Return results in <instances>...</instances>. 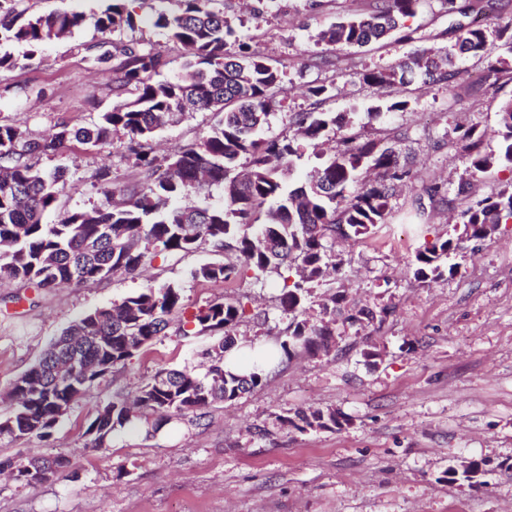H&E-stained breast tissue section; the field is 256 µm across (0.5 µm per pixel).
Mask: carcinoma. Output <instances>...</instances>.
<instances>
[{"label":"carcinoma","mask_w":512,"mask_h":512,"mask_svg":"<svg viewBox=\"0 0 512 512\" xmlns=\"http://www.w3.org/2000/svg\"><path fill=\"white\" fill-rule=\"evenodd\" d=\"M132 0H109L106 8L90 17L77 12L28 16L10 9L0 17V70H12L16 60L4 46L26 48L32 59L42 47L89 24L102 34L133 31L142 24L161 29L166 37L188 48L192 60L173 80H159L167 66L158 50H143L123 42L96 58L100 65L122 56L115 66V89L133 98L122 100L97 119L81 125L63 124L54 138L37 140L12 124H0V277L21 279L38 288L61 283L93 284L118 271L135 273L163 253H190L207 244L224 255V261L201 266L194 276L229 283L246 272L255 277L276 276L281 283L278 307L293 316L288 339L272 346L273 354L317 356L336 346V313L344 295L333 294L318 304L319 320L307 313L311 288L320 285L339 261L328 249V240L353 239L373 233L384 222L392 196V182L409 170L400 161L397 133L365 138L352 130L349 115L334 112H299L291 117L297 128L292 137H269V125L282 73L268 58L250 51L242 42L228 48L233 34L217 0H175L176 12L160 6L146 15L131 7ZM424 0H369L366 8L342 16L317 34L328 47L363 48L404 27ZM512 52V24L458 26L450 47L423 48L387 68L367 70L364 83L379 89L404 85L418 77L424 85L453 87L459 76L457 61L473 57L486 63V79L499 81L506 61L492 57L489 40ZM209 110L219 120L195 143L168 157L164 172L144 150L158 131L175 125L192 113ZM338 125L350 129L342 147L327 155V133ZM128 138L139 179L116 193L105 169L95 174L104 200L90 209L73 210L57 223L46 224L45 214L56 208L65 187L66 167L47 172L29 163L34 154L57 155L69 141L90 147L104 146L112 135ZM496 151L482 150L485 133L470 128L461 137L473 175L496 167L512 169V98L498 110ZM321 159L306 172L298 186L285 185L286 172L301 157L303 145ZM221 201L208 202L212 188ZM204 196L201 204L184 207L189 192ZM462 236L470 241L490 237L501 224L512 223V191L502 189L484 196L460 213ZM459 249V239L438 236L415 255V277L437 280L454 274L446 265ZM182 305V291L174 283L148 286L109 308L88 313L67 327L51 343L37 364L18 377L27 388L17 395L11 416L0 420V437L36 436L48 439L58 420L67 413L106 363L114 369L150 345L169 326V316ZM246 310L236 301H212L183 318L176 335L185 340L205 333H220L219 341L202 352L205 372L186 367L157 373L135 396L136 406L117 399L102 408L86 434L93 446L105 445L114 432L139 421L158 432L187 414L202 418L217 403L237 400L263 381V376L236 375L224 370V356L237 345L235 328ZM389 308L353 310L345 321L351 325L383 324ZM77 356L81 375L57 371L56 364ZM341 415L322 409L281 418L298 430L331 429L341 425ZM71 460H34L16 468L15 480L35 486L64 473ZM484 472L483 463L448 467V479L468 481Z\"/></svg>","instance_id":"cac0c4a2"}]
</instances>
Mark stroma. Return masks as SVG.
<instances>
[{"instance_id":"stroma-1","label":"stroma","mask_w":512,"mask_h":512,"mask_svg":"<svg viewBox=\"0 0 512 512\" xmlns=\"http://www.w3.org/2000/svg\"><path fill=\"white\" fill-rule=\"evenodd\" d=\"M473 2L457 0L460 11L451 15L441 0H425L406 21L414 40L330 50L315 36L348 9L347 0H266L256 10L245 0H224L235 39L284 72L266 136L292 135L290 115L313 111L307 90L320 85L330 93L324 110L351 113L365 136L404 133L401 149L413 166L390 198L384 224L370 235L335 241L341 269L313 291L318 300L342 290L351 304L387 305L393 312L379 330L342 327L330 354L280 363L251 393L197 421L174 422L154 435L129 428L114 433L107 446L92 447L86 429L99 410L117 396L134 397L156 373L195 362L212 341L208 335L183 341L167 331L95 381L49 440L0 439V460L65 455L78 462L75 477L34 487L0 474V512H512V223L484 241L463 242L449 257L458 266L454 276L422 283L413 265L425 241L461 234L463 181H471L475 199L512 186L505 168L471 177L459 142L461 128L474 125L486 134L485 150L497 149V112L512 97V76L489 86L481 80L482 63L470 59L451 89L383 90L361 79L363 70L408 59L419 48L454 44L458 25L485 21ZM121 39L160 50L168 78L180 72L187 54L153 27ZM109 47V36L89 25L31 60L13 47L21 62L0 71V122L48 138L60 123L88 121L116 104L114 74L96 62ZM324 55L329 64H319ZM391 100L408 106L372 116L373 107ZM214 122L212 112L191 113L151 145L167 158ZM126 143L118 134L101 148L72 142L59 158H34L39 169L67 167L65 189L47 222L101 203L94 179L101 166H109L114 188L138 180ZM429 184L440 186L443 200L415 216ZM218 259L206 247L156 259L133 278L87 286L40 290L0 280V418L11 411L4 401L11 383L64 328L149 284H178L185 316L216 299L247 296L251 311L265 312L267 322L259 328L243 321L238 334L262 342L284 334L290 318L275 303L278 281L247 277L227 285L195 277L196 269ZM369 342L381 352L374 366L361 355ZM308 408L334 410L346 421L335 430L304 432L282 424V417ZM471 460L493 468L481 484L446 481L448 467Z\"/></svg>"}]
</instances>
